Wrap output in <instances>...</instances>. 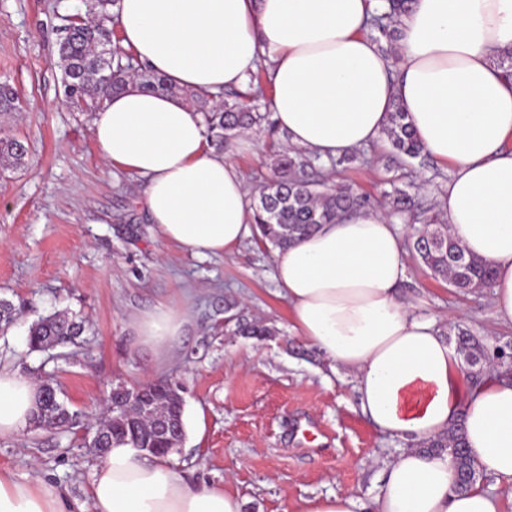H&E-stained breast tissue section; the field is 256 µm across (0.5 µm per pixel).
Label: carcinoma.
I'll list each match as a JSON object with an SVG mask.
<instances>
[{"label": "carcinoma", "instance_id": "carcinoma-1", "mask_svg": "<svg viewBox=\"0 0 512 512\" xmlns=\"http://www.w3.org/2000/svg\"><path fill=\"white\" fill-rule=\"evenodd\" d=\"M412 0H383L375 8L369 31L370 37L379 42L391 43L401 37V17L408 12ZM118 0H92L94 19L83 17L73 20L61 16L63 36L57 44V66L62 74L66 103L80 112L98 111L104 100L122 91L129 83L136 82L147 90H165L182 97L192 104L203 119L207 138L216 146L230 143L242 131L252 127H268L275 132L269 114L259 111L255 102L264 97L262 72L250 77L248 88L224 94L217 102L206 92L181 89L162 76L142 68L133 55L121 46L115 26ZM16 91L0 83V112L17 109ZM386 138L393 150L396 164H407L425 154L416 137L406 112L397 105L390 113ZM27 147L16 138L0 139V166L17 167L24 163ZM318 157L301 152H282L274 163L273 175L256 187L253 193V223L259 231L258 240L274 248L285 249L296 241L312 234L323 224H332L347 211L371 204L370 196L350 187L337 188L327 175L314 172ZM416 259L430 269L437 278L459 292L470 293L490 288L493 273L489 266L467 252L448 235V224L435 215L425 225L424 235L414 233ZM84 331L83 322L66 313H54L31 325L28 345L32 351H42L49 346L76 343ZM458 352L464 363L473 371L471 381L479 383L484 368L495 359L509 362L512 352L497 346H485L483 338L463 329H457ZM41 390L48 397L36 405L33 424L42 429H72L78 426L77 412L60 401L58 389L49 381ZM146 398L155 401V413L166 420H175L179 433L165 442L151 437L154 422L138 416H123L115 412L101 426L104 438L89 440L85 447L92 455L102 456L114 443H127L136 448H156L158 456L177 451L185 435L184 404L178 390L160 378L144 387ZM426 450L446 451L454 460L459 482L455 489L467 490L477 481L479 474L466 450L464 428L458 422L450 430L427 443Z\"/></svg>", "mask_w": 512, "mask_h": 512}]
</instances>
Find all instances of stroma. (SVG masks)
Returning <instances> with one entry per match:
<instances>
[{
	"label": "stroma",
	"mask_w": 512,
	"mask_h": 512,
	"mask_svg": "<svg viewBox=\"0 0 512 512\" xmlns=\"http://www.w3.org/2000/svg\"><path fill=\"white\" fill-rule=\"evenodd\" d=\"M90 0H0V82L12 85L18 112L0 113V138L25 141L24 165L0 168V298L16 321L0 333V369L34 382L54 378L68 406L99 417L112 385L135 387L165 378L184 397L186 438L173 457L186 480L237 493L243 512H289L302 498L351 492L376 497L384 464L403 446L363 416L353 375L333 366L291 328L288 303L274 279V250L248 239L232 252L195 256L156 238L142 203V182L107 166L93 135V117L63 101L56 65V13L86 14ZM284 136L257 133L250 151L224 157L249 186L268 174ZM452 169L412 161L392 169L387 147L370 163L331 169L341 185L376 201L394 188L422 206L410 220L427 224L440 210ZM139 235H132V228ZM404 296L422 300L451 334L462 326L488 346L512 344V327L495 325L490 289L463 295L407 255ZM165 303L187 308L190 321L171 358L154 361L133 344L134 317ZM64 311L83 317L78 344L29 352V326ZM262 321L269 336L237 331ZM313 423L308 440L298 420ZM85 427L29 430L0 439V472L16 480L40 477L93 512L89 473L96 462Z\"/></svg>",
	"instance_id": "35a3bbf8"
}]
</instances>
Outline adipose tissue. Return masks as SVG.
Masks as SVG:
<instances>
[{
  "label": "adipose tissue",
  "instance_id": "1",
  "mask_svg": "<svg viewBox=\"0 0 512 512\" xmlns=\"http://www.w3.org/2000/svg\"><path fill=\"white\" fill-rule=\"evenodd\" d=\"M376 0H120L122 44L174 85L219 94L266 66L269 108L291 146L322 160L378 144L402 106L425 150L451 164L449 235L494 272L492 313L512 325V83L496 63L512 50V0H415L397 59L366 34ZM101 158L144 181L158 238L220 255L251 237L249 189L209 146L182 98L130 84L93 118ZM409 227L361 208L274 253L292 328L353 372L362 414L405 449L383 469L370 505L348 492L299 500L293 512H505L512 504V380L472 384L437 319L400 293ZM186 321L161 305L135 317L137 344L167 357ZM38 387L0 369V438L31 427ZM463 420L470 457L505 491L455 490V465L420 442ZM94 512H242L224 487L193 484L171 458L113 445L94 466ZM0 512H73L54 487L0 473Z\"/></svg>",
  "mask_w": 512,
  "mask_h": 512
}]
</instances>
